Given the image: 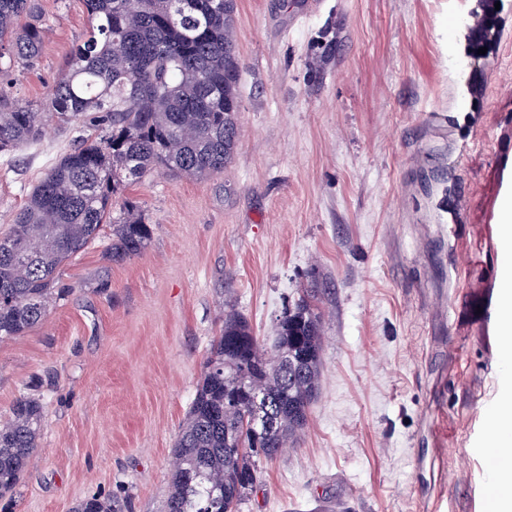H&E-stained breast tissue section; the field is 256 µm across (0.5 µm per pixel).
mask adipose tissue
Returning <instances> with one entry per match:
<instances>
[{
	"mask_svg": "<svg viewBox=\"0 0 512 512\" xmlns=\"http://www.w3.org/2000/svg\"><path fill=\"white\" fill-rule=\"evenodd\" d=\"M504 225L500 227L506 276L502 282L501 303L504 311L500 335L501 391L489 408L484 438L475 448L499 449L501 463L493 473L490 484L494 490V512H512V201L503 205Z\"/></svg>",
	"mask_w": 512,
	"mask_h": 512,
	"instance_id": "ef3b65f1",
	"label": "adipose tissue"
}]
</instances>
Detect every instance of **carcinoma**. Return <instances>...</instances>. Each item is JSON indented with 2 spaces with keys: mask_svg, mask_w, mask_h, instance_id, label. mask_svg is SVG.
Returning a JSON list of instances; mask_svg holds the SVG:
<instances>
[{
  "mask_svg": "<svg viewBox=\"0 0 512 512\" xmlns=\"http://www.w3.org/2000/svg\"><path fill=\"white\" fill-rule=\"evenodd\" d=\"M89 31L49 96L23 102L0 93V153L40 141L49 121L83 135L32 188L0 236V341L42 321L64 289L61 268L110 228L106 257L148 246L150 229L126 201L128 181L155 172L207 178L224 171L239 135L240 66L234 0H83ZM38 0H0V59L32 68L41 59ZM38 250L25 258L20 242ZM314 291L281 317L270 352L247 319L224 316L174 454L163 512H239L271 461L306 425L318 390L322 320ZM39 399L23 396L0 424V497L16 489L37 448ZM92 497L75 512H124Z\"/></svg>",
  "mask_w": 512,
  "mask_h": 512,
  "instance_id": "obj_1",
  "label": "carcinoma"
}]
</instances>
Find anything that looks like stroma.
Listing matches in <instances>:
<instances>
[{
    "label": "stroma",
    "mask_w": 512,
    "mask_h": 512,
    "mask_svg": "<svg viewBox=\"0 0 512 512\" xmlns=\"http://www.w3.org/2000/svg\"><path fill=\"white\" fill-rule=\"evenodd\" d=\"M235 0L239 138L223 173L123 188L147 249L101 233L60 272L42 322L0 343V421L44 420L0 512H74L97 496L162 512L174 445L235 310L263 347L319 294L320 381L298 441L262 464L239 512H479L473 451L499 391L501 166L512 153V0ZM40 64L0 91L39 102L88 27L39 0ZM481 39L476 67L449 69ZM80 128L0 153V234ZM474 142L459 160L458 149Z\"/></svg>",
    "instance_id": "obj_1"
}]
</instances>
